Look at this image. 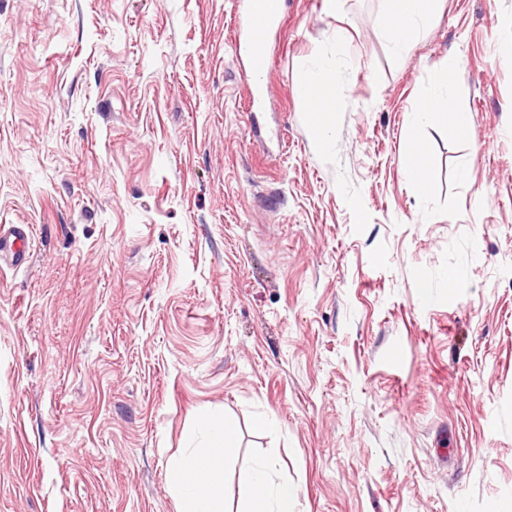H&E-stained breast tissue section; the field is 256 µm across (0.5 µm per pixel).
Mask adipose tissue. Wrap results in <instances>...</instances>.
Wrapping results in <instances>:
<instances>
[{
    "instance_id": "ef3b65f1",
    "label": "adipose tissue",
    "mask_w": 512,
    "mask_h": 512,
    "mask_svg": "<svg viewBox=\"0 0 512 512\" xmlns=\"http://www.w3.org/2000/svg\"><path fill=\"white\" fill-rule=\"evenodd\" d=\"M387 36L396 52L410 50L420 40L438 0H384ZM335 68L319 62L298 88L315 114L321 137H328L336 124V101L332 96ZM460 76V65L449 59L445 69L432 74L433 88L414 114L415 126L447 122L457 134L469 126L467 113L459 110L449 89ZM211 446L202 456L189 454L175 460L169 470L170 486L179 495V512H225L224 460L237 453V428L224 422L210 428ZM239 492L244 512H295L298 490L275 478L270 459L255 460L241 475Z\"/></svg>"
}]
</instances>
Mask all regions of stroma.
Masks as SVG:
<instances>
[{
	"instance_id": "35a3bbf8",
	"label": "stroma",
	"mask_w": 512,
	"mask_h": 512,
	"mask_svg": "<svg viewBox=\"0 0 512 512\" xmlns=\"http://www.w3.org/2000/svg\"><path fill=\"white\" fill-rule=\"evenodd\" d=\"M236 0H0V512H177L229 420L296 512L512 497V0H439L396 54L383 0H286L262 111ZM456 58L467 136L423 127ZM336 64L327 145L298 87ZM458 277L449 287L445 277ZM274 416L275 429L254 421ZM410 150L411 156L406 167L408 179L420 192L427 191L435 178L430 145L420 138H412ZM29 249V237L25 225L15 224L0 231V255L12 256L13 260L23 263Z\"/></svg>"
}]
</instances>
